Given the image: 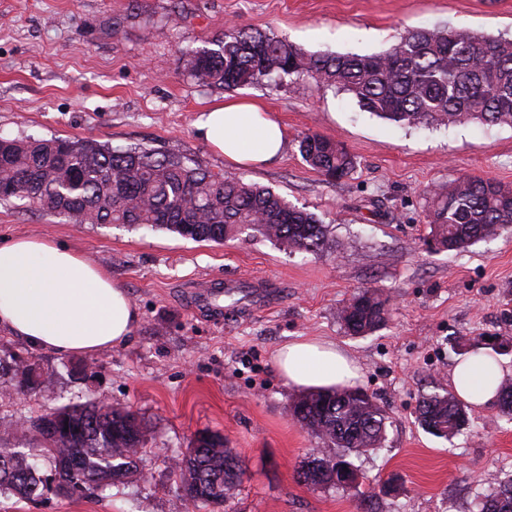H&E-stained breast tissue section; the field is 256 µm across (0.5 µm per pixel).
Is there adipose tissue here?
Segmentation results:
<instances>
[{
	"instance_id": "adipose-tissue-1",
	"label": "adipose tissue",
	"mask_w": 512,
	"mask_h": 512,
	"mask_svg": "<svg viewBox=\"0 0 512 512\" xmlns=\"http://www.w3.org/2000/svg\"><path fill=\"white\" fill-rule=\"evenodd\" d=\"M199 136L239 166L277 161L286 145L279 123L247 100L202 113ZM139 320L125 288L109 271L48 237L20 236L0 244V332L58 354L102 353L123 345ZM275 365L288 384L329 389L354 385L359 371L335 345L304 338L282 345ZM504 377L485 354L463 359L452 385L463 400L492 403Z\"/></svg>"
}]
</instances>
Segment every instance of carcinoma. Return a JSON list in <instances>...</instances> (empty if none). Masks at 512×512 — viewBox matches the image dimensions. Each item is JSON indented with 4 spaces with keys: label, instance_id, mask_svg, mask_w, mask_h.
Segmentation results:
<instances>
[{
    "label": "carcinoma",
    "instance_id": "carcinoma-1",
    "mask_svg": "<svg viewBox=\"0 0 512 512\" xmlns=\"http://www.w3.org/2000/svg\"><path fill=\"white\" fill-rule=\"evenodd\" d=\"M180 61L199 86L212 90L306 77L352 95L362 110L397 126H512V39L505 37L417 29L381 54H311L265 31L228 26L203 45L182 49ZM298 149L328 181L356 168L354 156L322 135L303 136ZM428 194L430 234L439 248L460 252L512 228V188L492 178L466 175ZM12 198L75 224L146 225L196 242L244 234L315 254L327 241L314 214L268 187L179 154L94 140L0 137V200ZM390 315L389 298L373 288L353 294L341 311L353 335L385 326ZM0 370L13 372L21 393L50 382L17 358L0 362ZM293 404L292 417L333 449L301 467L298 479L306 485L336 486L337 475L358 473L352 458L381 446L388 415L363 388L310 391ZM497 407L512 419L511 383L500 384ZM466 415V405L446 389L424 394L417 408L421 426L438 437L458 433ZM4 432L19 434L27 450L0 448V493L27 501L49 490L89 497L123 482L139 473L146 437L135 413L101 398L28 417ZM175 468L195 512L229 508L245 474L224 435L209 431L194 436ZM478 499L489 509L476 512H512V483L489 481Z\"/></svg>",
    "mask_w": 512,
    "mask_h": 512
}]
</instances>
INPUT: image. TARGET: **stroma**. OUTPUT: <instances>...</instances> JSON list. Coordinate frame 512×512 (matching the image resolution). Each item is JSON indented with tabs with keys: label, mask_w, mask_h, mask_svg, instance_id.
<instances>
[{
	"label": "stroma",
	"mask_w": 512,
	"mask_h": 512,
	"mask_svg": "<svg viewBox=\"0 0 512 512\" xmlns=\"http://www.w3.org/2000/svg\"><path fill=\"white\" fill-rule=\"evenodd\" d=\"M228 24L310 53L373 54L423 28L512 38V0H0V135L185 155L271 187L329 229L323 250L308 254L260 238L216 244L72 224L0 201V243L38 235L69 245L108 269L140 313L127 343L95 355L98 369L84 380L70 370L86 355L40 351L0 332V358L35 361L52 376L22 395L12 374H0V444L16 445L3 429L31 412L98 397L147 428L140 473L124 485L79 501L3 495L0 512H187L174 461L205 430L223 434L246 469L234 512H470L486 478L512 479V422L496 405L472 404L466 427L446 440L422 429L417 405L433 386L450 387L460 346L500 344L512 381V232L461 252L431 251L427 191L461 175L512 187V127L400 128L302 78L232 92L200 87L180 53ZM230 99L257 102L278 120L287 141L280 160L240 169L197 136L199 114ZM307 133L343 145L355 171L325 181L299 153ZM229 278L259 279L266 302L234 305L219 291V316L195 304L196 291ZM366 287L389 296L392 318L348 335L340 311ZM305 337L346 352L360 368L358 387L389 416L381 448L355 460L358 491L298 480L325 446L292 418L300 391L273 354ZM391 477L397 493L376 492Z\"/></svg>",
	"instance_id": "obj_1"
}]
</instances>
